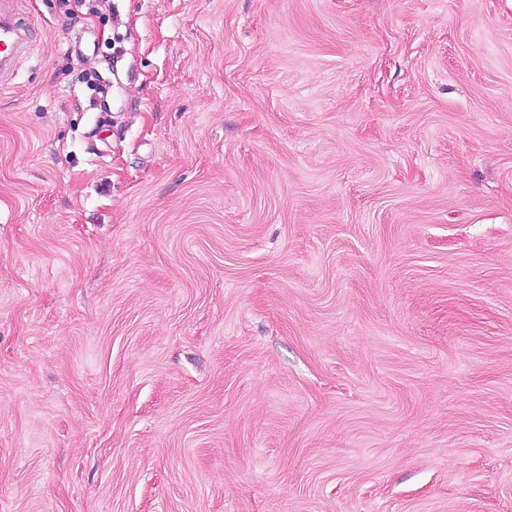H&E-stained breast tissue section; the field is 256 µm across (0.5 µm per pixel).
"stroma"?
<instances>
[{
    "instance_id": "1",
    "label": "stroma",
    "mask_w": 512,
    "mask_h": 512,
    "mask_svg": "<svg viewBox=\"0 0 512 512\" xmlns=\"http://www.w3.org/2000/svg\"><path fill=\"white\" fill-rule=\"evenodd\" d=\"M0 512H512V0H21Z\"/></svg>"
}]
</instances>
